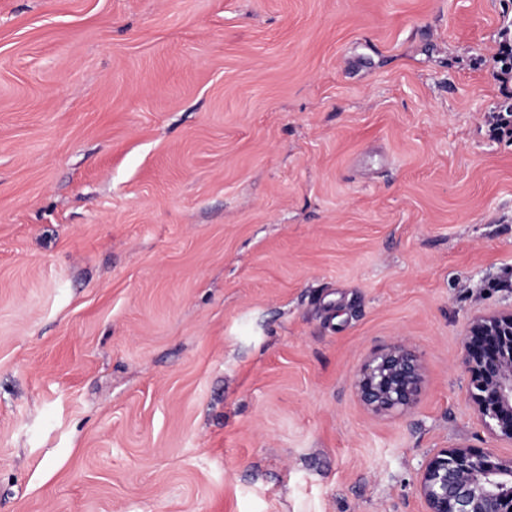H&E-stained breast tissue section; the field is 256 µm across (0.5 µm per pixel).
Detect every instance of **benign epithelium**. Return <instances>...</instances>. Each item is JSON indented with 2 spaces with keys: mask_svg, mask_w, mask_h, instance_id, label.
Segmentation results:
<instances>
[{
  "mask_svg": "<svg viewBox=\"0 0 512 512\" xmlns=\"http://www.w3.org/2000/svg\"><path fill=\"white\" fill-rule=\"evenodd\" d=\"M460 363L480 422L492 436L512 442V306L470 320ZM423 379L418 356L396 342L363 362L353 389L375 414L406 415ZM416 489L425 512H512V459L464 445L442 448L420 464Z\"/></svg>",
  "mask_w": 512,
  "mask_h": 512,
  "instance_id": "benign-epithelium-1",
  "label": "benign epithelium"
}]
</instances>
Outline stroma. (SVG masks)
Wrapping results in <instances>:
<instances>
[{
    "instance_id": "1",
    "label": "stroma",
    "mask_w": 512,
    "mask_h": 512,
    "mask_svg": "<svg viewBox=\"0 0 512 512\" xmlns=\"http://www.w3.org/2000/svg\"><path fill=\"white\" fill-rule=\"evenodd\" d=\"M512 0H0V512H424L512 305ZM425 368L367 411L363 361ZM423 373L418 356L404 343L396 342L363 362L353 389L374 414L406 415L417 404Z\"/></svg>"
}]
</instances>
